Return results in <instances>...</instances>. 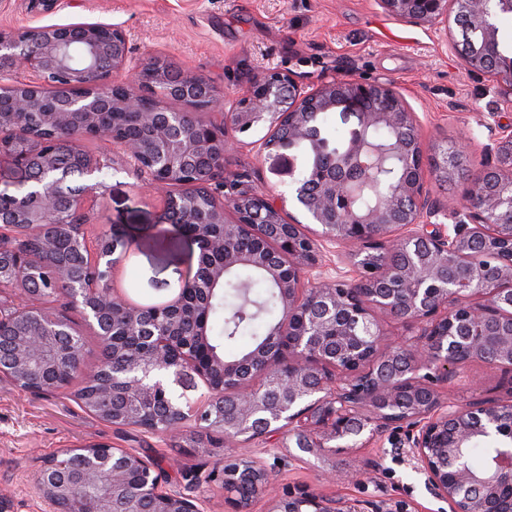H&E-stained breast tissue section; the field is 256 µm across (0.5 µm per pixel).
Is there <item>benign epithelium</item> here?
Wrapping results in <instances>:
<instances>
[{
	"instance_id": "1",
	"label": "benign epithelium",
	"mask_w": 512,
	"mask_h": 512,
	"mask_svg": "<svg viewBox=\"0 0 512 512\" xmlns=\"http://www.w3.org/2000/svg\"><path fill=\"white\" fill-rule=\"evenodd\" d=\"M392 16L413 23H436L448 33L449 16L459 28L464 63L470 70L502 80L512 103V60L498 50L499 13L512 0H379ZM85 49L75 65L68 49ZM128 38L117 26L101 23L40 25L22 32L0 31V78L26 69L39 82L16 83L0 94L5 113L40 115L51 128L79 126L85 137L102 135L105 116L133 114L140 123L168 127L181 120L188 130L176 137L159 132L118 146L146 171L151 183L167 187L192 158L224 160L236 146L226 127L239 133L288 127V144L312 140L326 155L323 167L304 169L295 180V200L308 209L320 229L287 220L286 198L240 190L229 204L214 193L209 222L223 227L210 239L224 249V263L201 284L193 275L165 303L139 305L120 297L112 285L116 251L130 248L126 236L108 233L90 240L83 226L73 227L78 244L105 268L106 282L79 288V280L61 264L57 280L74 291L70 302L96 325L121 308L126 317V346L101 337L102 352L122 365L87 373L83 342L66 319L39 303L37 277L11 289L0 301V378L20 390L53 394L80 377L74 397L90 414L117 428H137L169 436L186 433L192 422L216 431L218 441L194 447L213 455L212 468L190 475L185 488L171 486L150 458L122 448L93 444L60 448L46 456L35 487L50 512H75L80 493L93 496L95 512H205L195 489L218 482L224 487L225 512H254L267 499V512H367L365 504L324 495L309 487L278 491L264 461L237 453L247 444L275 441L282 464L317 460L382 441L401 430L413 468L425 476L430 494L449 512H501L512 494V131L500 133L484 148L491 160L470 179L451 228L437 222L448 210L429 200L424 170L442 178L460 174L459 156L471 151L463 134L440 158L427 156L415 112L387 83L335 79L305 86L290 72L267 71L254 77L224 110L223 95L199 76H175L161 60L141 69L136 89L116 84L126 69ZM156 96L182 104L161 110ZM222 112L221 123L196 121L199 114ZM356 118L344 152L327 153L328 143L314 133L312 112ZM371 128L394 132L389 150L402 174L386 184L375 207L358 205L360 194L374 189L372 157L379 149L366 141ZM21 182L30 185L24 206H0V295L15 283L26 263L9 244L14 228L37 236L49 248L47 224H65L64 207L77 212L94 191L102 161L73 152L69 165L80 171L85 189L66 188L68 173L57 170L56 148L33 146L28 130L12 129L0 145ZM249 233L257 245L240 249L233 242ZM336 244L357 269L348 279L325 276L320 247ZM243 265L259 269L278 290L284 319L244 356L226 360L207 346L205 332H183L181 316L188 293L207 302L224 275ZM390 316L403 334L388 341L373 311ZM470 362H482L500 374L491 396L457 404L441 385ZM189 391L199 395L192 399ZM477 441L504 449L486 469L475 468L466 452ZM220 448L221 453H212Z\"/></svg>"
}]
</instances>
